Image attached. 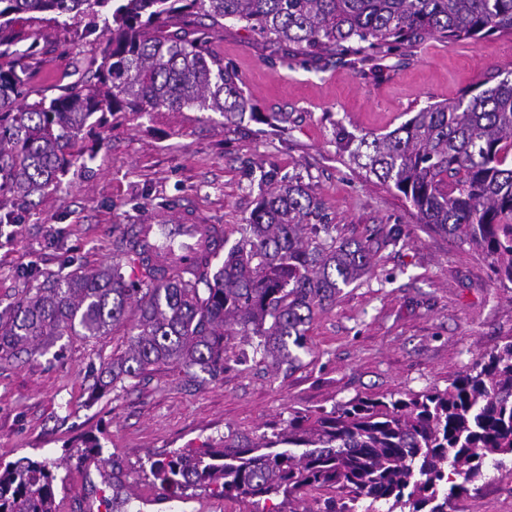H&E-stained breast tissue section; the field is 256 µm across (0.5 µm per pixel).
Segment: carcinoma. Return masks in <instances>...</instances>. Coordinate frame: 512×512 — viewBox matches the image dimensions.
I'll list each match as a JSON object with an SVG mask.
<instances>
[{
    "label": "carcinoma",
    "mask_w": 512,
    "mask_h": 512,
    "mask_svg": "<svg viewBox=\"0 0 512 512\" xmlns=\"http://www.w3.org/2000/svg\"><path fill=\"white\" fill-rule=\"evenodd\" d=\"M84 23L109 33L95 76L99 87L17 104L33 45L8 34L15 16ZM202 15L244 24L272 45L293 43L307 60L364 67L393 49L437 37L450 45L512 35V0H0V209L57 186L82 156L78 135L107 113L195 108L227 122L255 115L238 75L196 28L164 37L173 18ZM454 100L430 104L387 133L341 134L365 178L394 187L418 221L490 260L512 284V70L497 72ZM369 248L338 242L308 185L281 181L255 207L243 236L214 268L128 281L119 265L60 277L37 288L0 320V358L63 336H107L126 328L128 348L112 360V387L159 363L212 375L224 370L226 328L242 356L292 369L309 351L317 310L369 273ZM60 460L0 465V512H59V469L100 456L99 437L65 444ZM512 459V339L481 356L447 388L354 397L288 419L249 437L232 430L200 448L153 451L139 472L171 496L202 492L254 503L282 498L358 512H447L448 498L481 479L488 461ZM462 482H457V479Z\"/></svg>",
    "instance_id": "cac0c4a2"
}]
</instances>
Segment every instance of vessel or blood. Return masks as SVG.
<instances>
[{
  "mask_svg": "<svg viewBox=\"0 0 512 512\" xmlns=\"http://www.w3.org/2000/svg\"><path fill=\"white\" fill-rule=\"evenodd\" d=\"M129 234L137 265L158 270L193 268L210 259L224 240L221 225L184 211L148 217L131 225Z\"/></svg>",
  "mask_w": 512,
  "mask_h": 512,
  "instance_id": "b4317fda",
  "label": "vessel or blood"
}]
</instances>
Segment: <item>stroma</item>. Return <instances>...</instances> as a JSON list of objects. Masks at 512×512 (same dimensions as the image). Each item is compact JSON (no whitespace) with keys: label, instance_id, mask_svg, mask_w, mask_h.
Here are the masks:
<instances>
[{"label":"stroma","instance_id":"stroma-1","mask_svg":"<svg viewBox=\"0 0 512 512\" xmlns=\"http://www.w3.org/2000/svg\"><path fill=\"white\" fill-rule=\"evenodd\" d=\"M15 37L36 46L28 61L31 99L96 86L94 58L106 37L17 15ZM211 47L239 76L255 112L227 124L193 108L115 112L79 140L83 157L60 184L33 196L13 224H0V312L29 291L77 268L120 264L129 225L149 213L187 208L241 238L270 183L299 180L321 204L337 239L368 244L372 271L317 312L310 352L294 370L241 362L239 337L226 344L223 373L152 366L144 376L95 395L125 336H66L43 353L0 363V462L58 458L72 438L94 434L101 458L73 466L60 512H112L102 474L123 469V496L146 512H251L249 504L200 495L181 502L138 471L147 452L198 448L227 431L262 433L295 410L331 408L353 397L440 389L512 338V285L497 281L483 255L418 223L388 185L364 178L337 143L338 131L385 133L429 104L456 98L499 69H512V35L448 45L431 37L410 56L395 53L358 70L303 61L292 44L232 24L213 28ZM398 244H390L393 230ZM448 512H512V463L453 496Z\"/></svg>","mask_w":512,"mask_h":512}]
</instances>
